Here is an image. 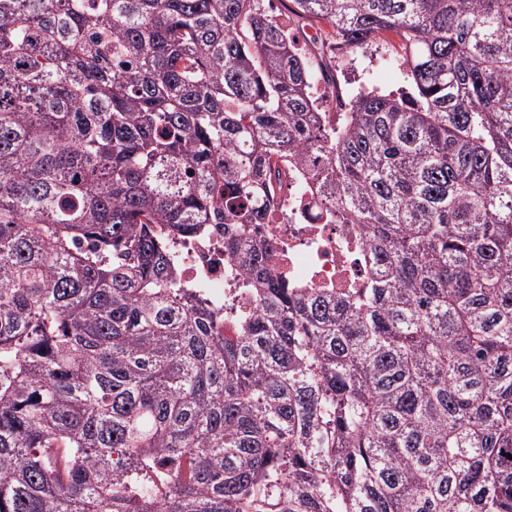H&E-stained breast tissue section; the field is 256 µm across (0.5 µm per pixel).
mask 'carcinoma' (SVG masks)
I'll list each match as a JSON object with an SVG mask.
<instances>
[{"label":"carcinoma","mask_w":512,"mask_h":512,"mask_svg":"<svg viewBox=\"0 0 512 512\" xmlns=\"http://www.w3.org/2000/svg\"><path fill=\"white\" fill-rule=\"evenodd\" d=\"M258 2L0 0V512H512V0H291L400 39L334 117ZM283 157L362 286L273 270ZM211 230L183 234L169 242V246L180 258L179 279L182 284L205 282L209 286L210 300L237 310L249 303V296L242 288L234 287L243 281L238 269L224 254V235L214 224Z\"/></svg>","instance_id":"carcinoma-1"}]
</instances>
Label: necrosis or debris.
<instances>
[{"mask_svg":"<svg viewBox=\"0 0 512 512\" xmlns=\"http://www.w3.org/2000/svg\"><path fill=\"white\" fill-rule=\"evenodd\" d=\"M310 185L304 171L289 168L290 193L273 201L275 223L256 225L255 231L271 238L276 267L300 287H353L367 273L355 229L318 218L323 203ZM169 246L180 259L181 283H207L210 299L232 310L248 305V294L237 286L241 276L224 252L221 230L187 233Z\"/></svg>","mask_w":512,"mask_h":512,"instance_id":"1","label":"necrosis or debris"}]
</instances>
